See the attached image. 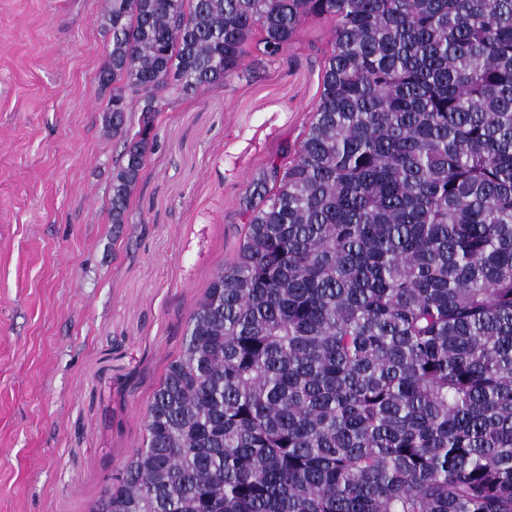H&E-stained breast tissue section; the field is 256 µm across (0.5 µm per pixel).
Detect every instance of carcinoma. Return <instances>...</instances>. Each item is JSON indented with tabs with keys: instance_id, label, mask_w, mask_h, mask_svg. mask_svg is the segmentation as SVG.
I'll list each match as a JSON object with an SVG mask.
<instances>
[{
	"instance_id": "1",
	"label": "carcinoma",
	"mask_w": 512,
	"mask_h": 512,
	"mask_svg": "<svg viewBox=\"0 0 512 512\" xmlns=\"http://www.w3.org/2000/svg\"><path fill=\"white\" fill-rule=\"evenodd\" d=\"M312 23L311 119L92 512H512V0H106L112 223L161 112Z\"/></svg>"
}]
</instances>
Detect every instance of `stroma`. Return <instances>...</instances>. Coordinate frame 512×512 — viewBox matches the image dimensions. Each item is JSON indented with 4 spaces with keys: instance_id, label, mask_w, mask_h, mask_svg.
<instances>
[{
    "instance_id": "1",
    "label": "stroma",
    "mask_w": 512,
    "mask_h": 512,
    "mask_svg": "<svg viewBox=\"0 0 512 512\" xmlns=\"http://www.w3.org/2000/svg\"><path fill=\"white\" fill-rule=\"evenodd\" d=\"M103 0H0V512H91L186 319L237 256L240 205L307 124L324 36L160 116L114 233Z\"/></svg>"
}]
</instances>
